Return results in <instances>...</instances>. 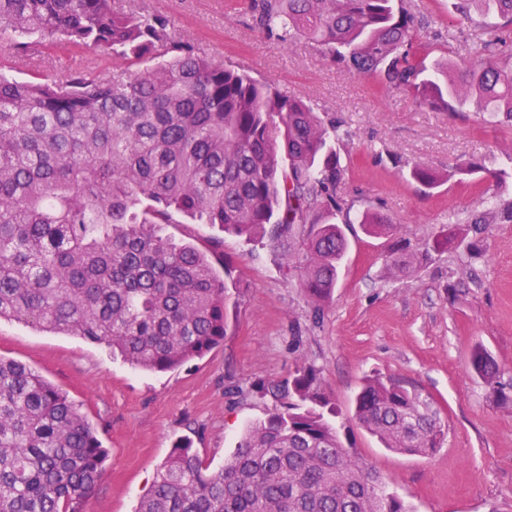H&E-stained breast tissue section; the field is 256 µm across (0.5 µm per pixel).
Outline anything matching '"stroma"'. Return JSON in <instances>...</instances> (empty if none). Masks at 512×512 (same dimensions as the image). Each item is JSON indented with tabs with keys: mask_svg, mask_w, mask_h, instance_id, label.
Segmentation results:
<instances>
[{
	"mask_svg": "<svg viewBox=\"0 0 512 512\" xmlns=\"http://www.w3.org/2000/svg\"><path fill=\"white\" fill-rule=\"evenodd\" d=\"M171 20L176 34L215 60L275 84L334 118L350 163L341 192L353 213L372 210L398 232L370 235L347 226L348 251L338 285L315 308L268 239L250 243L205 224H168L165 234L208 249L223 241L230 291L227 334L205 357L165 373L131 368L108 349L76 336L0 322V357L37 371L96 425L109 451L86 512H133L173 446L190 441L211 468L230 457L244 426L273 408L251 386L296 367L317 370L338 411L345 445L356 449L416 512H512V403H502L470 366L474 348L500 365L512 386V221L474 217L512 203V178L492 171L512 155V124L489 126L475 112H433L411 96L328 65L305 37L288 43L253 28L244 0H131ZM436 60L474 55L470 24L454 21L449 0H402ZM111 58L65 44L0 67L16 78L111 68ZM460 160L474 174L435 188L411 180L422 164L445 173ZM454 233L449 247L433 243ZM414 256L407 272L387 264L397 249ZM393 375L429 392L448 429L429 456L383 448L353 419V400L370 375Z\"/></svg>",
	"mask_w": 512,
	"mask_h": 512,
	"instance_id": "stroma-1",
	"label": "stroma"
}]
</instances>
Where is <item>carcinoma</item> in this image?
Listing matches in <instances>:
<instances>
[{
	"label": "carcinoma",
	"instance_id": "cac0c4a2",
	"mask_svg": "<svg viewBox=\"0 0 512 512\" xmlns=\"http://www.w3.org/2000/svg\"><path fill=\"white\" fill-rule=\"evenodd\" d=\"M482 53L431 61L399 0H248L255 28L312 40L326 62L371 75L431 110L512 122V0H454ZM60 40L112 57L111 78L70 72L19 81L0 71V321L78 336L163 372L224 342L229 270L177 223L219 226L246 242L288 240L287 265L311 302L338 283L351 223L336 126L306 101L228 67L176 36L170 20L116 0H0V52ZM428 188L443 177L419 164ZM365 231H397L380 214ZM475 373L498 384L483 349ZM274 407L248 423L224 466L177 443L135 512H414L330 417L316 370L255 387ZM354 419L385 448L428 456L446 438L441 410L395 376L367 378ZM109 452L62 390L0 357V512H85Z\"/></svg>",
	"mask_w": 512,
	"mask_h": 512
}]
</instances>
